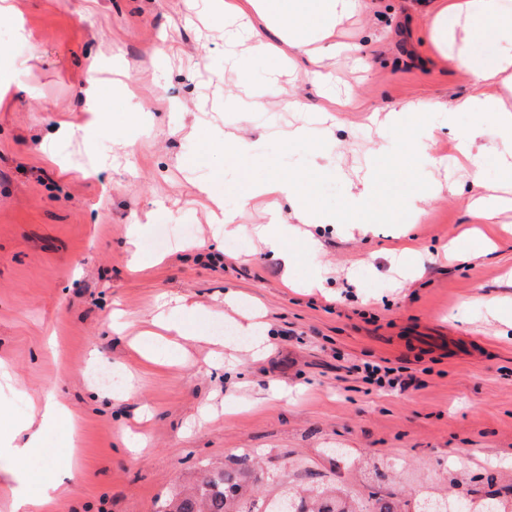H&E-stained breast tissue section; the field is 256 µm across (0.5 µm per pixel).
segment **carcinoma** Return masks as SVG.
<instances>
[{
	"mask_svg": "<svg viewBox=\"0 0 512 512\" xmlns=\"http://www.w3.org/2000/svg\"><path fill=\"white\" fill-rule=\"evenodd\" d=\"M257 478L247 459L239 467H213L207 470L188 492H176L165 502L161 512H256L253 495ZM491 503L487 512H512V499L498 492L486 493ZM288 512H353L331 486L321 488L307 498L299 492L288 496Z\"/></svg>",
	"mask_w": 512,
	"mask_h": 512,
	"instance_id": "cac0c4a2",
	"label": "carcinoma"
}]
</instances>
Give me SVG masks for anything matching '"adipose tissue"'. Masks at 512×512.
<instances>
[{
  "label": "adipose tissue",
  "instance_id": "1",
  "mask_svg": "<svg viewBox=\"0 0 512 512\" xmlns=\"http://www.w3.org/2000/svg\"><path fill=\"white\" fill-rule=\"evenodd\" d=\"M213 7L228 15L246 9L258 16L275 38L305 56L309 64L305 76L319 81L326 80L328 62L336 54L360 51L359 45L336 43L333 36L346 18L361 9L362 0H215ZM423 18L442 62L460 72L474 89L485 90L482 106L497 131L496 138L489 139L482 126H474L459 140V153L472 164L484 155H497L504 179L512 182V0H431ZM478 40L484 43V51H475ZM375 187L374 174H367L345 210L328 213L310 201L298 175L278 171L249 185L241 196L239 210L221 212L215 222L221 235L234 237L241 229L242 210L267 201L269 221L257 225L255 232L265 248L289 268L296 262L290 246L295 224L350 223L352 217L364 214ZM284 200L293 210L289 221L281 216L280 203ZM14 434L23 440L22 445L10 450L12 467L20 477L15 510L38 512L64 488L65 476L49 465L30 471L33 458L50 455L32 422L17 423Z\"/></svg>",
  "mask_w": 512,
  "mask_h": 512
}]
</instances>
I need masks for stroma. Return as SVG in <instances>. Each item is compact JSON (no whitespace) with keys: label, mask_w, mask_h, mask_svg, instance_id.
Returning <instances> with one entry per match:
<instances>
[{"label":"stroma","mask_w":512,"mask_h":512,"mask_svg":"<svg viewBox=\"0 0 512 512\" xmlns=\"http://www.w3.org/2000/svg\"><path fill=\"white\" fill-rule=\"evenodd\" d=\"M6 6L0 33L16 50L0 49V364L14 381H0V512H12L16 485L11 424L48 398L72 411L77 437L65 449L60 427L42 434L71 473L68 493L43 512H158L174 489L239 457L257 467L260 504L328 481L360 512L378 496L414 512L430 495L512 490V232H497L487 254L441 253L473 227L470 198L499 181L491 155L474 176L458 169L455 143L483 114L438 116L440 168L391 158L426 123L402 104L474 93L435 58L422 17L404 0H371L345 20L340 40L363 43L372 68L333 60L346 104L331 118L320 86L301 77L267 85L275 59L255 62L250 78L267 85L266 106L239 130L258 141L255 159L209 153L237 85L224 68V23L206 0ZM93 80L109 102L94 136L84 96ZM292 95L307 112L285 109ZM134 110L145 134L126 125ZM311 113L322 116L314 144L333 146L335 172L314 167L313 145L277 134ZM369 158L382 186L372 232L303 226L320 249L296 242L297 287H285L281 259L253 236L257 211L244 212L234 247L212 260L216 226L199 181L233 209L248 183L289 170L337 212ZM435 183L423 218L409 221L401 199ZM138 220L147 226L133 241ZM319 276L320 290L310 285ZM177 296L196 304L198 336L172 337L169 364L148 362L130 340ZM251 320L266 328L263 357L225 355L218 339ZM366 362L414 382L367 384L357 371ZM115 370L136 377L120 402L110 397ZM133 432L148 437L135 455Z\"/></svg>","instance_id":"35a3bbf8"}]
</instances>
